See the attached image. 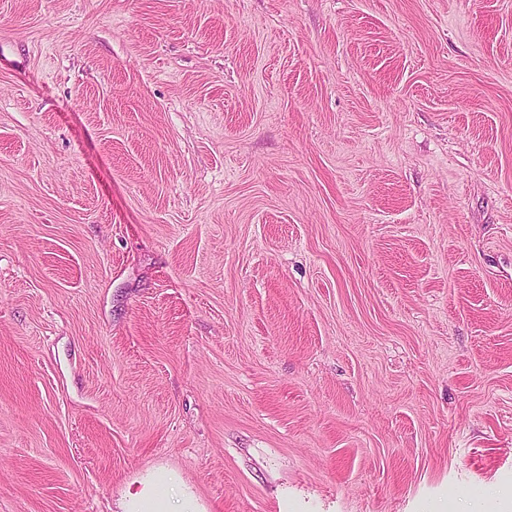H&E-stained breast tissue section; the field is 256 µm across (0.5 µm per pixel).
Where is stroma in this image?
I'll use <instances>...</instances> for the list:
<instances>
[{
    "mask_svg": "<svg viewBox=\"0 0 512 512\" xmlns=\"http://www.w3.org/2000/svg\"><path fill=\"white\" fill-rule=\"evenodd\" d=\"M510 483L512 0H0V512Z\"/></svg>",
    "mask_w": 512,
    "mask_h": 512,
    "instance_id": "35a3bbf8",
    "label": "stroma"
}]
</instances>
